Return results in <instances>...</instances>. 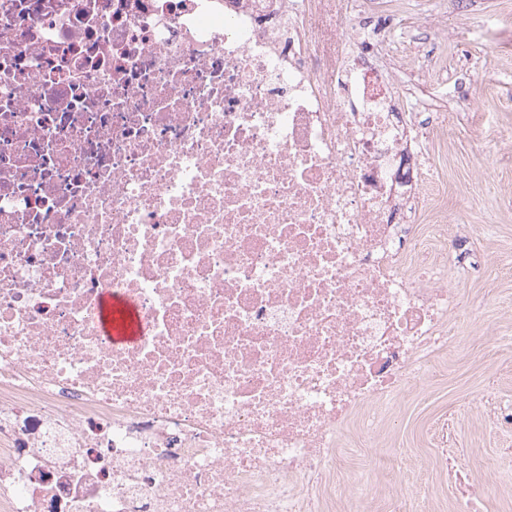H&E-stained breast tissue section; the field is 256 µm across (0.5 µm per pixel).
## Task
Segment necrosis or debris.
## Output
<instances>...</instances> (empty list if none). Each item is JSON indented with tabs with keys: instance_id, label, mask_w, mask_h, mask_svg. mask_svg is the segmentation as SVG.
Here are the masks:
<instances>
[{
	"instance_id": "4bbe7bcc",
	"label": "necrosis or debris",
	"mask_w": 512,
	"mask_h": 512,
	"mask_svg": "<svg viewBox=\"0 0 512 512\" xmlns=\"http://www.w3.org/2000/svg\"><path fill=\"white\" fill-rule=\"evenodd\" d=\"M335 0H0V512H372L341 427L446 351L448 207ZM442 245L422 263L417 217ZM147 329L113 343L103 294ZM452 512L512 473L453 456Z\"/></svg>"
}]
</instances>
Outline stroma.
<instances>
[{"label":"stroma","instance_id":"35a3bbf8","mask_svg":"<svg viewBox=\"0 0 512 512\" xmlns=\"http://www.w3.org/2000/svg\"><path fill=\"white\" fill-rule=\"evenodd\" d=\"M432 0H374V16H387L384 37L402 72L415 71L413 41L422 38L431 67L419 96L420 122H436L430 165L449 211L461 212L472 233L462 256L477 260L468 275L449 271L461 305L451 323L448 350L434 360V376L390 405L387 424L350 465L372 474L370 494L393 512L394 481L414 482L422 500L448 512L457 491L437 462L454 448L475 476L512 471V430L485 422L481 394L512 403V0H448L433 26H425ZM458 97L475 106L459 116Z\"/></svg>","mask_w":512,"mask_h":512}]
</instances>
